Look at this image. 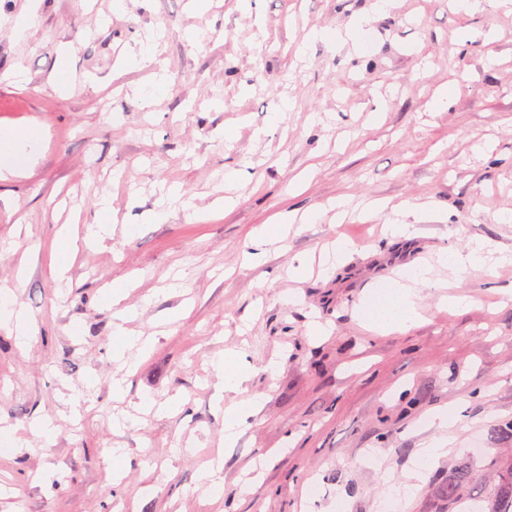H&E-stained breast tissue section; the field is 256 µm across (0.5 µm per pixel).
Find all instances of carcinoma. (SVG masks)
<instances>
[{
	"label": "carcinoma",
	"mask_w": 512,
	"mask_h": 512,
	"mask_svg": "<svg viewBox=\"0 0 512 512\" xmlns=\"http://www.w3.org/2000/svg\"><path fill=\"white\" fill-rule=\"evenodd\" d=\"M491 463L494 474L486 487L467 462L448 475V484L440 490L448 512H512V460L502 462L494 456Z\"/></svg>",
	"instance_id": "1"
}]
</instances>
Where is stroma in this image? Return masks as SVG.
<instances>
[{
  "instance_id": "1",
  "label": "stroma",
  "mask_w": 512,
  "mask_h": 512,
  "mask_svg": "<svg viewBox=\"0 0 512 512\" xmlns=\"http://www.w3.org/2000/svg\"><path fill=\"white\" fill-rule=\"evenodd\" d=\"M152 43L153 64L117 69ZM64 62L76 78L61 89ZM33 124L34 154L0 155V286L36 326L24 348L0 325V512H386L389 487L413 482L399 512H441L456 463L485 467L512 419V264L499 261L512 255V0L470 13L454 0H0V130ZM221 197L233 204L214 211ZM106 199L112 235L84 243ZM371 200L384 210L366 212ZM421 208L435 219L415 221ZM291 210L308 223L249 264L252 228ZM397 218L415 236L384 234ZM65 224L77 244L58 278L48 250ZM339 238L350 250L333 271L290 272ZM479 242L483 267L440 264ZM416 264L431 269L422 320L367 330L362 301ZM116 283L129 329L153 343L126 352L130 373L113 358ZM447 285L469 305L442 311ZM227 349L259 402L231 448L224 411L239 396L212 364ZM448 405L455 428L420 425ZM46 418L51 437L17 445ZM442 437L447 455L418 468ZM218 457L214 497L199 468Z\"/></svg>"
}]
</instances>
